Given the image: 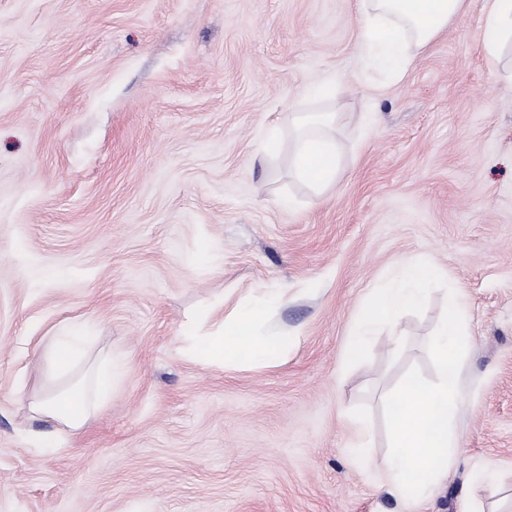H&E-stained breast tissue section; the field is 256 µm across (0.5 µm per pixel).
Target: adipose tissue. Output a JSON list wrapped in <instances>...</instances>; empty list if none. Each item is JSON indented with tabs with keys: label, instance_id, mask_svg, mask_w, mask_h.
Returning <instances> with one entry per match:
<instances>
[{
	"label": "adipose tissue",
	"instance_id": "ef3b65f1",
	"mask_svg": "<svg viewBox=\"0 0 512 512\" xmlns=\"http://www.w3.org/2000/svg\"><path fill=\"white\" fill-rule=\"evenodd\" d=\"M465 4L466 0H357L359 53L368 63L403 77ZM288 125L293 134L289 164L294 176L316 191L330 189L340 168L336 113L293 112ZM287 301L288 291L282 288L263 304L239 307L216 332L195 338L186 357L219 367L231 366L242 354L256 364L273 362L271 347L258 329L273 309ZM89 342L86 336H57L43 347L42 357L51 374L68 378L69 383L30 405L34 415L74 433L89 422L118 376L111 355H88Z\"/></svg>",
	"mask_w": 512,
	"mask_h": 512
}]
</instances>
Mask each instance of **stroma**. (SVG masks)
I'll use <instances>...</instances> for the list:
<instances>
[{
    "label": "stroma",
    "instance_id": "stroma-1",
    "mask_svg": "<svg viewBox=\"0 0 512 512\" xmlns=\"http://www.w3.org/2000/svg\"><path fill=\"white\" fill-rule=\"evenodd\" d=\"M467 4L397 80L361 61L356 0H0V512H512V46L490 64L488 0ZM332 110L320 195L289 134L262 138ZM408 259L445 270L470 332L457 464L419 501L376 486L382 401L411 366L434 378L444 292L399 317V355L383 329L345 366ZM280 288L275 362L185 358L189 326ZM71 324L123 375L48 452L36 343ZM351 439L348 442L347 450L357 460L365 458V448H368L367 432L368 426L363 418H354L350 421Z\"/></svg>",
    "mask_w": 512,
    "mask_h": 512
}]
</instances>
